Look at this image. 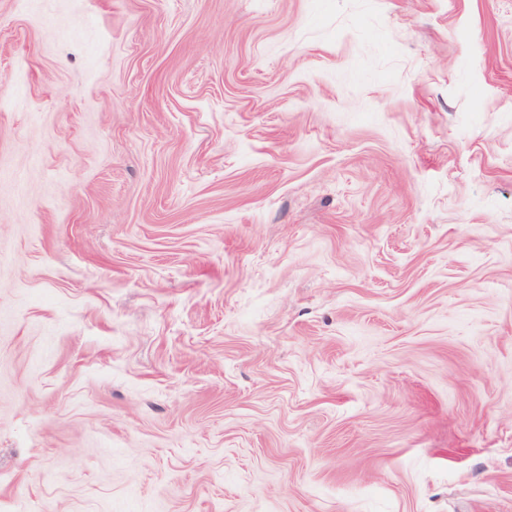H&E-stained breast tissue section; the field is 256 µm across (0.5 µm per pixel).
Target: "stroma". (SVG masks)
Returning <instances> with one entry per match:
<instances>
[{
  "label": "stroma",
  "instance_id": "35a3bbf8",
  "mask_svg": "<svg viewBox=\"0 0 512 512\" xmlns=\"http://www.w3.org/2000/svg\"><path fill=\"white\" fill-rule=\"evenodd\" d=\"M0 512H512V0H0Z\"/></svg>",
  "mask_w": 512,
  "mask_h": 512
}]
</instances>
